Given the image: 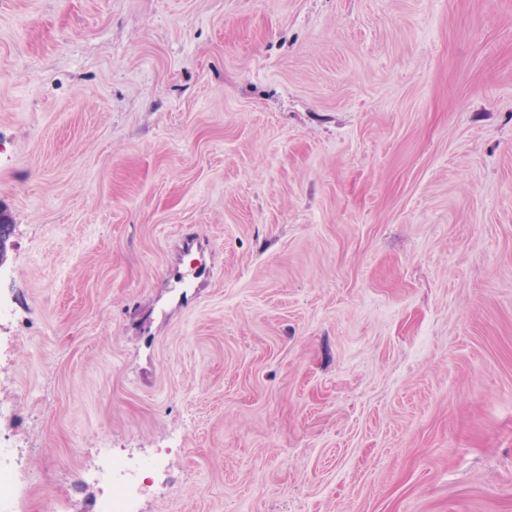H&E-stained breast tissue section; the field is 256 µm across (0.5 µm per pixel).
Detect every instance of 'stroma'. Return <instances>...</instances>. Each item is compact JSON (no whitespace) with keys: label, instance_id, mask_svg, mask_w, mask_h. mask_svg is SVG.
Masks as SVG:
<instances>
[{"label":"stroma","instance_id":"stroma-1","mask_svg":"<svg viewBox=\"0 0 512 512\" xmlns=\"http://www.w3.org/2000/svg\"><path fill=\"white\" fill-rule=\"evenodd\" d=\"M23 512H512V0H0ZM159 464L157 460L132 465L128 461L111 456L106 479L112 480V492L100 503L96 512H138L135 508V498L141 491L136 487L137 481L144 477L152 468Z\"/></svg>","mask_w":512,"mask_h":512}]
</instances>
